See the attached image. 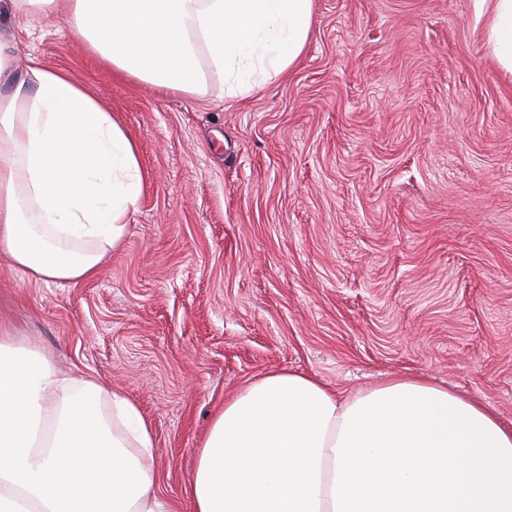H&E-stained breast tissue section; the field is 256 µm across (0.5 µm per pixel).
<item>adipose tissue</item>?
Listing matches in <instances>:
<instances>
[{
    "mask_svg": "<svg viewBox=\"0 0 512 512\" xmlns=\"http://www.w3.org/2000/svg\"><path fill=\"white\" fill-rule=\"evenodd\" d=\"M512 72V0H475ZM65 12L113 69L199 92L200 57L230 97L299 60L314 0H0ZM0 30V260L45 284L96 275L143 193L137 144L64 71ZM151 423L117 387L58 371L0 327V512H178L159 489ZM194 512H512V426L419 376L345 395L279 370L249 381L196 450Z\"/></svg>",
    "mask_w": 512,
    "mask_h": 512,
    "instance_id": "1",
    "label": "adipose tissue"
}]
</instances>
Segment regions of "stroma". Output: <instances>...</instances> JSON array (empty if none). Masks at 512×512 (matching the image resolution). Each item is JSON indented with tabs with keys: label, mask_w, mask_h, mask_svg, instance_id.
I'll use <instances>...</instances> for the list:
<instances>
[{
	"label": "stroma",
	"mask_w": 512,
	"mask_h": 512,
	"mask_svg": "<svg viewBox=\"0 0 512 512\" xmlns=\"http://www.w3.org/2000/svg\"><path fill=\"white\" fill-rule=\"evenodd\" d=\"M6 24L17 70L117 113L145 189L95 277L0 261V325L126 392L181 512L213 413L270 371L423 375L512 422V76L474 0H315L302 57L243 98L112 73L62 17Z\"/></svg>",
	"instance_id": "stroma-1"
}]
</instances>
